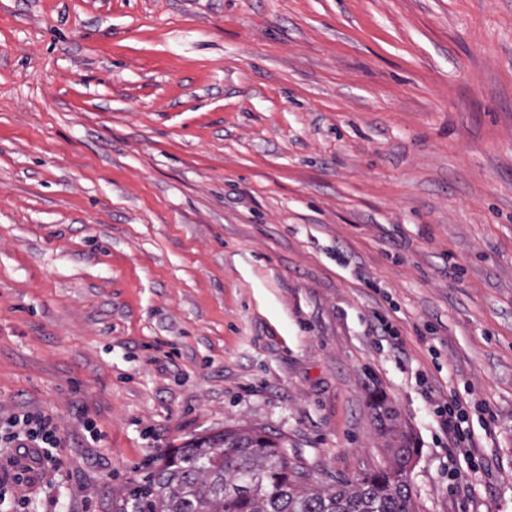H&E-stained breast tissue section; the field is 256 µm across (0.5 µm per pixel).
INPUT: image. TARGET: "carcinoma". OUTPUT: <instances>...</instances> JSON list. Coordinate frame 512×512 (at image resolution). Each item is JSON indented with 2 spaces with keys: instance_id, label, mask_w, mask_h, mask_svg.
Listing matches in <instances>:
<instances>
[{
  "instance_id": "obj_1",
  "label": "carcinoma",
  "mask_w": 512,
  "mask_h": 512,
  "mask_svg": "<svg viewBox=\"0 0 512 512\" xmlns=\"http://www.w3.org/2000/svg\"><path fill=\"white\" fill-rule=\"evenodd\" d=\"M369 408L388 462L354 481L314 487L266 431L226 429L170 452L117 512H413L407 475L417 449L384 395L372 394Z\"/></svg>"
}]
</instances>
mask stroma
<instances>
[{
	"label": "stroma",
	"instance_id": "obj_1",
	"mask_svg": "<svg viewBox=\"0 0 512 512\" xmlns=\"http://www.w3.org/2000/svg\"><path fill=\"white\" fill-rule=\"evenodd\" d=\"M373 388L414 512H512V0H0V418L62 439L0 512L227 428L354 480ZM433 415L439 427L446 431L453 439L455 448L465 449L473 448L471 440L465 433L463 424L466 423V410L458 400H453L448 403H437L433 406Z\"/></svg>",
	"mask_w": 512,
	"mask_h": 512
}]
</instances>
